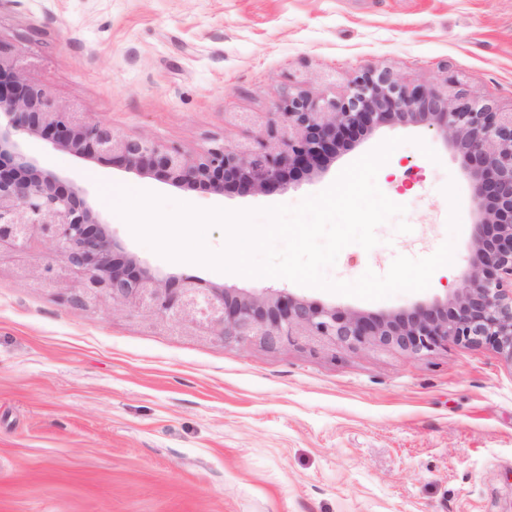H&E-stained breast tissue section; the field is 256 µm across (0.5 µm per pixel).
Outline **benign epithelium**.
<instances>
[{
  "instance_id": "7a95c632",
  "label": "benign epithelium",
  "mask_w": 512,
  "mask_h": 512,
  "mask_svg": "<svg viewBox=\"0 0 512 512\" xmlns=\"http://www.w3.org/2000/svg\"><path fill=\"white\" fill-rule=\"evenodd\" d=\"M1 53L0 47V243L49 240L67 274L82 281L81 288L64 289L70 303L82 306L103 294L114 309L191 324L225 344L257 340L278 347L328 338L350 349L379 344L420 355L452 340L490 345L512 365V290L504 288V279L512 278V111L499 112L462 92L444 96L428 85H404L367 67L340 99L300 93L283 100L278 152L221 145L192 158L149 137L116 141L112 130L62 109L50 92L29 85ZM397 124L437 128L467 161L473 257L462 286L445 301L379 316L342 313L285 291L200 288L191 278L162 286L118 254L105 222L19 143L20 135H33L76 158L153 172L177 187L231 186L250 195L287 190L292 174L324 171L354 137Z\"/></svg>"
}]
</instances>
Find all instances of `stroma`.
Segmentation results:
<instances>
[{"label":"stroma","mask_w":512,"mask_h":512,"mask_svg":"<svg viewBox=\"0 0 512 512\" xmlns=\"http://www.w3.org/2000/svg\"><path fill=\"white\" fill-rule=\"evenodd\" d=\"M0 44L29 84L116 139L191 156L218 144L278 151L267 134L278 103L343 97L368 65L512 110V0H0ZM392 138L402 144L376 182L412 230L381 224L378 245H348L326 275H383L396 256L454 240L453 267L419 292L371 301L172 262L111 207L118 186L200 208L294 206ZM26 147L80 190L120 254L163 280L395 313L445 299L472 257L464 158L428 125L361 135L325 171L270 195L178 188L33 136ZM56 262L43 238L0 245V512H512V365L492 347L226 346L105 297L72 305L46 270Z\"/></svg>","instance_id":"obj_1"}]
</instances>
